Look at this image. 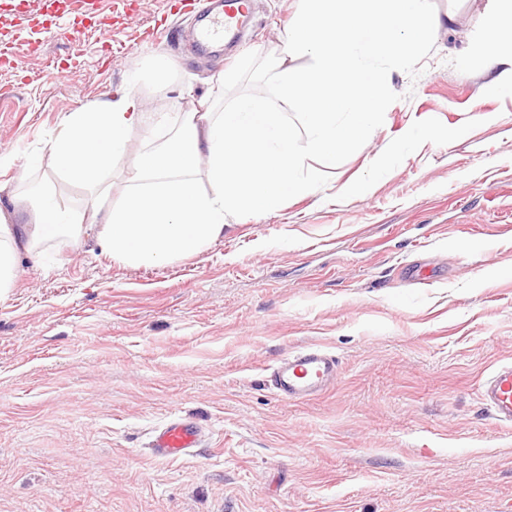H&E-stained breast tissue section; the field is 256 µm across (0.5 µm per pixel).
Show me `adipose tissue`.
<instances>
[{
	"instance_id": "ef3b65f1",
	"label": "adipose tissue",
	"mask_w": 512,
	"mask_h": 512,
	"mask_svg": "<svg viewBox=\"0 0 512 512\" xmlns=\"http://www.w3.org/2000/svg\"><path fill=\"white\" fill-rule=\"evenodd\" d=\"M483 22L494 48L493 85L512 92V0H493ZM433 22L426 0H302L288 32L287 52L312 65L279 74L282 102L302 108L312 130L306 149L293 140L282 112L244 97L220 118L194 109L170 117L150 112L130 94L108 97L69 113L48 144L57 173L87 187L89 208L63 204L37 189L27 219L12 223L16 195L0 203V297L12 288L21 252H37L51 240L92 239L101 254L127 264H157L200 252L223 236L227 215L276 210L288 194L307 193L304 153L333 164L337 155L373 126L389 94L381 59L410 61L429 39ZM156 135L138 173L120 196L112 194V167L133 129ZM206 171L207 189L197 174Z\"/></svg>"
}]
</instances>
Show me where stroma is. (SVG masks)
Instances as JSON below:
<instances>
[{
    "label": "stroma",
    "mask_w": 512,
    "mask_h": 512,
    "mask_svg": "<svg viewBox=\"0 0 512 512\" xmlns=\"http://www.w3.org/2000/svg\"><path fill=\"white\" fill-rule=\"evenodd\" d=\"M300 6L255 0L228 59L195 52L182 0H0V185L89 202L46 145L125 87L153 112L278 103ZM489 6L427 0L432 35L391 65L365 136L203 251L21 254L0 298V512H512V427L479 397L512 362V94L485 68ZM155 53L161 84L140 77ZM311 344L338 357L334 386L276 397L270 368ZM176 415L201 445L156 459Z\"/></svg>",
    "instance_id": "1"
}]
</instances>
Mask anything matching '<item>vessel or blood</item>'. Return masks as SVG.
I'll use <instances>...</instances> for the list:
<instances>
[{"label":"vessel or blood","instance_id":"b4317fda","mask_svg":"<svg viewBox=\"0 0 512 512\" xmlns=\"http://www.w3.org/2000/svg\"><path fill=\"white\" fill-rule=\"evenodd\" d=\"M253 0H224L222 14L209 8L198 11L205 20L197 41L237 43L238 34L252 13ZM339 374L336 356L318 345L304 347L282 358L273 368L270 382L275 395L303 402L327 391ZM482 402L492 419L512 425V364L498 365L480 387ZM201 441V431L192 421L175 417L160 428L152 440L154 457L164 459L191 453Z\"/></svg>","mask_w":512,"mask_h":512}]
</instances>
